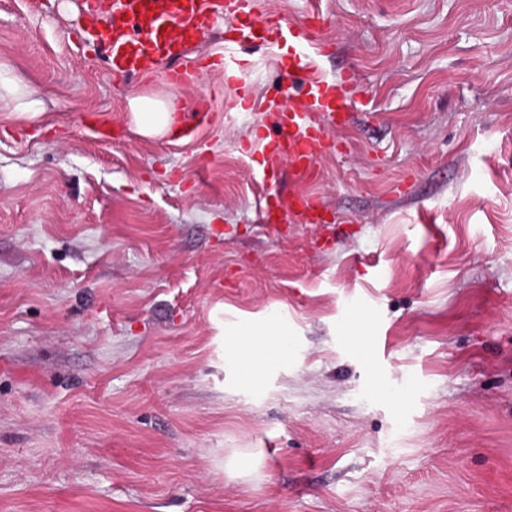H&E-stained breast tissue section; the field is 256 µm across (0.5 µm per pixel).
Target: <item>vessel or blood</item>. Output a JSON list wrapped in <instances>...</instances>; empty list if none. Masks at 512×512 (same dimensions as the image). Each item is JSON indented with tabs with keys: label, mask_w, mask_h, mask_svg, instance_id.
Segmentation results:
<instances>
[{
	"label": "vessel or blood",
	"mask_w": 512,
	"mask_h": 512,
	"mask_svg": "<svg viewBox=\"0 0 512 512\" xmlns=\"http://www.w3.org/2000/svg\"><path fill=\"white\" fill-rule=\"evenodd\" d=\"M225 10L233 19L229 52L186 64L185 56ZM87 13L94 24L90 34L102 43L112 72L142 77L161 70L169 82L185 91L194 89L204 74H236L247 69L250 62L239 57V50L248 43L267 42L270 31H277L281 40L289 42L288 65L282 69L281 79L302 83L303 88L262 104L278 125L275 136L258 141L268 179L283 166L298 178H314L320 159L331 146L328 123L350 121L356 100L364 93L350 72L328 78L312 71L310 50L325 21L316 7L306 16L309 31L305 34L258 16L255 0H95ZM173 58L178 59V66L163 69V62ZM321 209L318 198L310 193H296L288 199V217L294 224L325 223Z\"/></svg>",
	"instance_id": "b4317fda"
}]
</instances>
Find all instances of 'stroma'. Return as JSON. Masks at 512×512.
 <instances>
[{
	"label": "stroma",
	"mask_w": 512,
	"mask_h": 512,
	"mask_svg": "<svg viewBox=\"0 0 512 512\" xmlns=\"http://www.w3.org/2000/svg\"><path fill=\"white\" fill-rule=\"evenodd\" d=\"M321 8L313 67L369 95L314 182H265L283 41L245 110L218 73L109 74L73 0H0V63L45 88L0 112V512H512V0ZM157 93L192 138L135 133ZM295 190L337 223H261ZM273 316L290 352L245 382L228 335Z\"/></svg>",
	"instance_id": "1"
}]
</instances>
